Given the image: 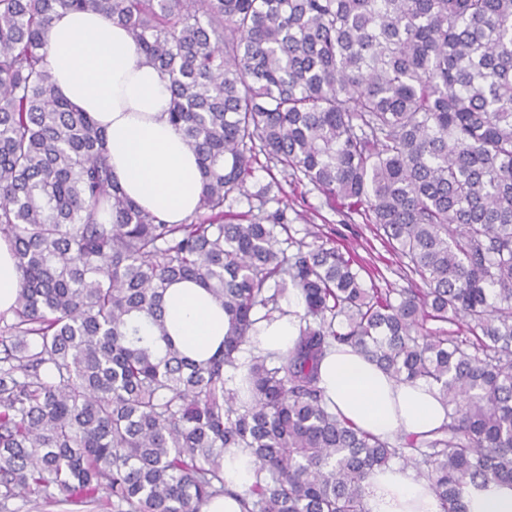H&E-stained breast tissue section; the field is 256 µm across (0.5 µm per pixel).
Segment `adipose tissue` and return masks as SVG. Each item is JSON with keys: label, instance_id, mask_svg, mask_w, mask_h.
Listing matches in <instances>:
<instances>
[{"label": "adipose tissue", "instance_id": "ef3b65f1", "mask_svg": "<svg viewBox=\"0 0 512 512\" xmlns=\"http://www.w3.org/2000/svg\"><path fill=\"white\" fill-rule=\"evenodd\" d=\"M47 62L57 95L90 113L108 137L112 174L140 207L170 224L197 209L202 179L195 154L164 119L168 80L138 59L127 30L93 12L58 16L47 36ZM169 333L191 357L213 353L224 339V311L194 283L165 294ZM287 312L256 325L257 348L283 352L299 337L300 295ZM320 387L338 414L361 430L387 439L422 436L442 426L447 409L434 388L391 379L354 348L332 349L320 365ZM370 512H440L430 484L390 465L366 481Z\"/></svg>", "mask_w": 512, "mask_h": 512}]
</instances>
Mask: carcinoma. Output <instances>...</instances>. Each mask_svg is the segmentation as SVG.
<instances>
[{"label": "carcinoma", "instance_id": "cac0c4a2", "mask_svg": "<svg viewBox=\"0 0 512 512\" xmlns=\"http://www.w3.org/2000/svg\"><path fill=\"white\" fill-rule=\"evenodd\" d=\"M126 28L168 79V122L197 157V211L169 224L128 199L98 123L56 96L60 12ZM364 206L425 284L391 298L324 244L289 255L283 211L226 220L259 156ZM0 239L20 277L0 314V504L22 491L113 512H369L400 459L441 512L512 485V0H0ZM224 309L205 360L169 335L165 292ZM278 288L269 291L270 282ZM304 299L283 354L239 357L287 287ZM468 322L476 341L427 328ZM437 389L429 438L372 436L319 387L333 348ZM256 480L236 493L224 451ZM254 458L240 451L224 455V480L236 489H245L255 481Z\"/></svg>", "mask_w": 512, "mask_h": 512}]
</instances>
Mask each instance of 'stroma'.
<instances>
[{"label": "stroma", "instance_id": "stroma-1", "mask_svg": "<svg viewBox=\"0 0 512 512\" xmlns=\"http://www.w3.org/2000/svg\"><path fill=\"white\" fill-rule=\"evenodd\" d=\"M266 185L271 188L267 210H283L288 220L292 236L288 253H295L300 243L310 247L324 243L353 256L363 266L364 276L370 277L378 288L399 290L419 284V277L407 270L405 258L379 238L365 208L332 201L307 181L298 180L281 168L256 167L247 184L249 192ZM6 512H112V505L102 493L84 507L22 494L8 501Z\"/></svg>", "mask_w": 512, "mask_h": 512}]
</instances>
